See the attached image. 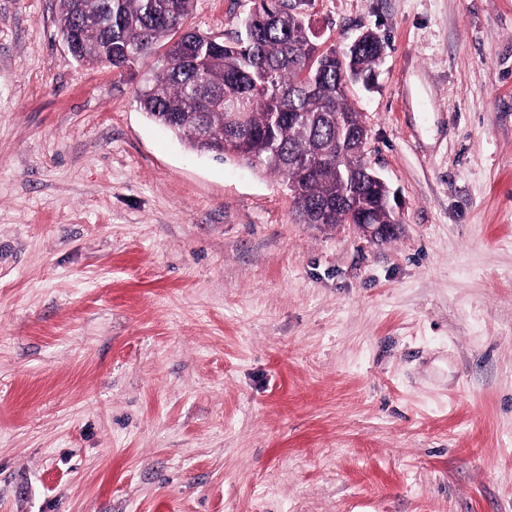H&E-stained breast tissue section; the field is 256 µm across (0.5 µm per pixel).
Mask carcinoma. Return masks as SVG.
<instances>
[{
  "label": "carcinoma",
  "mask_w": 512,
  "mask_h": 512,
  "mask_svg": "<svg viewBox=\"0 0 512 512\" xmlns=\"http://www.w3.org/2000/svg\"><path fill=\"white\" fill-rule=\"evenodd\" d=\"M308 0H252L242 31L223 41L182 31L193 0H58L57 28L76 60L122 69L157 47L168 58L138 89L140 109L192 150L258 162L303 193L302 224H397L365 159L350 149L336 167V141L361 132L348 84H369L384 53L375 31L349 50L321 51ZM208 128L224 143L193 136Z\"/></svg>",
  "instance_id": "carcinoma-1"
}]
</instances>
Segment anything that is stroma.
<instances>
[{
  "label": "stroma",
  "instance_id": "obj_1",
  "mask_svg": "<svg viewBox=\"0 0 512 512\" xmlns=\"http://www.w3.org/2000/svg\"><path fill=\"white\" fill-rule=\"evenodd\" d=\"M56 5L0 0V512H512V0L307 5L386 42L383 243L190 151L136 101L163 50L78 62Z\"/></svg>",
  "mask_w": 512,
  "mask_h": 512
}]
</instances>
